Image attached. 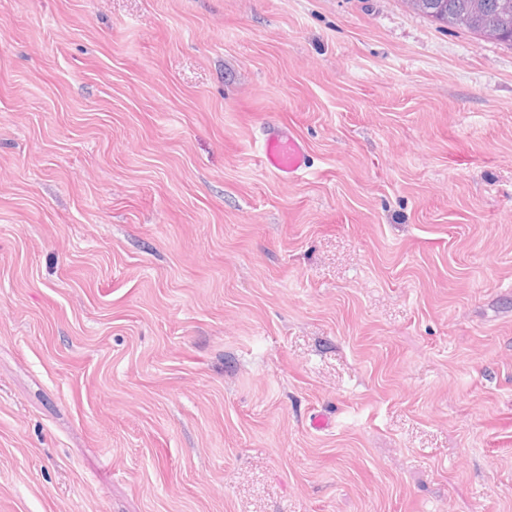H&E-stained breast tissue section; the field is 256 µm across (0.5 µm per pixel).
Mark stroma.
Listing matches in <instances>:
<instances>
[{
	"label": "stroma",
	"instance_id": "35a3bbf8",
	"mask_svg": "<svg viewBox=\"0 0 512 512\" xmlns=\"http://www.w3.org/2000/svg\"><path fill=\"white\" fill-rule=\"evenodd\" d=\"M0 512H512V48L0 0ZM263 162L266 168L283 178H295L308 168L305 145L285 131L268 132L264 140Z\"/></svg>",
	"mask_w": 512,
	"mask_h": 512
}]
</instances>
